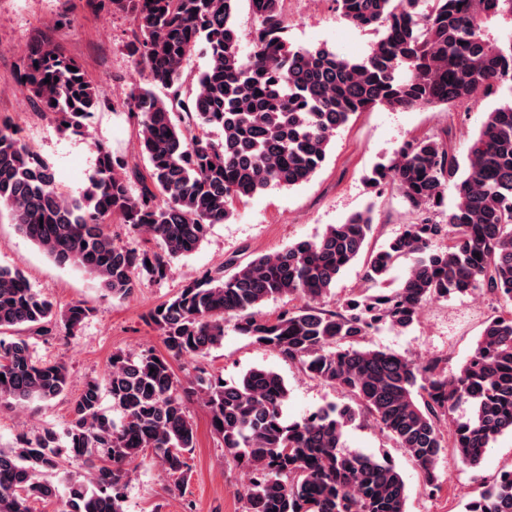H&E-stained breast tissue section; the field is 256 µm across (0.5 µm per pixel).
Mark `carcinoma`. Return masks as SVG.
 <instances>
[{"instance_id": "obj_1", "label": "carcinoma", "mask_w": 512, "mask_h": 512, "mask_svg": "<svg viewBox=\"0 0 512 512\" xmlns=\"http://www.w3.org/2000/svg\"><path fill=\"white\" fill-rule=\"evenodd\" d=\"M236 0H109L133 16L128 50L146 84L129 98L141 153L139 194L116 170L112 153L95 145L97 166L78 198L63 196L55 173L10 128L0 126V209L60 266L96 277L111 296L139 288L138 271L163 276L168 263L195 252L208 227L234 215L236 203L269 187L309 181L326 160L331 137L358 112L377 106L461 107L480 90L512 86V37H490L494 21L512 23V0H336L340 16L383 32L352 61L326 47L291 48L285 0H250L255 27L243 56L232 18ZM201 47L204 69L183 96L188 63ZM40 110L79 128L100 91L51 39L31 43L18 76ZM167 91L161 98L155 89ZM223 137L214 141L209 129ZM390 180L414 220L378 250L370 212L330 224L233 272L193 280L147 313L165 353L112 354L103 381H88L71 401L63 434L46 428L19 448H0V512H32L53 503L43 476L62 469L58 448L87 465L66 474L62 512H124L127 466L150 458L181 489L190 480L196 433L187 402L198 396L226 455L247 469L248 512H406L407 488L388 458L346 452L344 430L368 417L406 451L426 486L438 488L436 466L449 448L465 467L480 466L501 435L512 433V100L488 112L471 139L466 163L443 138H414L399 158L373 172ZM455 202L438 217L447 192ZM146 235L153 250L116 241L112 220ZM364 258L371 293H354L334 308L323 298L340 273ZM413 258L394 290L381 284L395 263ZM479 290L499 302L476 346L455 371L431 357L416 363L364 346L380 325L405 329L433 298ZM303 304L269 317L270 299ZM89 314L81 304L59 314L24 273L0 266V330L24 327L40 336L58 324L72 334ZM237 331L336 385L352 403L288 421V388L275 372L248 370L237 382L219 374L181 383L172 361L205 357L224 341V319ZM0 402H50L67 393L65 366L37 361L27 340L0 338ZM118 417L101 408L102 393ZM465 512H512V470L464 506Z\"/></svg>"}]
</instances>
